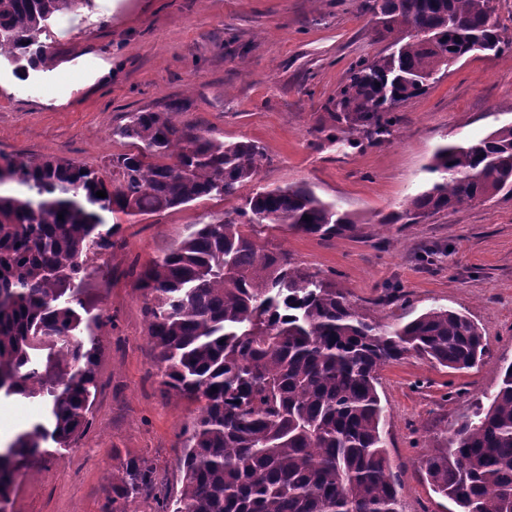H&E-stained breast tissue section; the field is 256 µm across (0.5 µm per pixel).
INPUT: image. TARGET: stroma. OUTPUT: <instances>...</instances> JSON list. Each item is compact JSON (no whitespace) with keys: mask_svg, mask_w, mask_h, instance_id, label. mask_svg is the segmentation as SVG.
<instances>
[{"mask_svg":"<svg viewBox=\"0 0 512 512\" xmlns=\"http://www.w3.org/2000/svg\"><path fill=\"white\" fill-rule=\"evenodd\" d=\"M366 0H93L54 17L40 36L52 58L18 76L0 62V154L59 157L112 176L113 157L132 149L113 136L131 112H162L227 142L252 140L266 159L243 194L307 183L351 214L353 236L322 240L273 231L267 239L325 273L360 310L399 289L400 315L442 306L477 323L486 352L461 372L408 356L384 367L378 393L387 455L403 512H459L436 493L422 466L500 385L512 364V199L440 211L419 224L382 228L381 217L426 188V166L442 145L477 140L512 123V52L469 55L424 93L402 103L389 140L332 141L330 114L349 65L384 51ZM111 64L107 79L65 92L61 70ZM236 200L220 196L115 221L110 248L91 253L81 284L78 333L97 348L90 424L77 445L46 443L24 471L10 512H108L113 463L149 460L169 493L195 407L167 391L143 315L140 269L181 242L191 225L223 219ZM432 248L431 263L419 259ZM41 398L0 394V442L48 423Z\"/></svg>","mask_w":512,"mask_h":512,"instance_id":"obj_1","label":"stroma"}]
</instances>
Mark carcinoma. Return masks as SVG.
<instances>
[{
    "label": "carcinoma",
    "mask_w": 512,
    "mask_h": 512,
    "mask_svg": "<svg viewBox=\"0 0 512 512\" xmlns=\"http://www.w3.org/2000/svg\"><path fill=\"white\" fill-rule=\"evenodd\" d=\"M89 2L0 0V58L45 63L47 22ZM491 2L366 3L390 52L350 64L332 113L340 140H386L398 105L473 45L511 52ZM405 25L419 33L405 34ZM112 135L135 150L112 160L110 182L63 159L0 157V391L47 399L51 417V428L0 447V512L43 442L68 447L89 425L96 348L74 334L84 301L72 284L91 274L88 252L111 245L102 213L136 217L214 193L235 198L265 159L255 142L216 139L172 112H131ZM427 170L430 186L379 224L512 198V124L438 148ZM355 224L305 183L263 188L145 267L140 287L162 383L198 412L179 458V493L159 489L148 461H121L112 465L110 512H128L143 496L156 512H402L380 428L379 372L410 353L470 369L484 345L475 322L448 308L407 322L363 314L336 279L260 244L269 230L344 238ZM488 400L453 430L445 452L424 460L434 490L462 512H512V364Z\"/></svg>",
    "instance_id": "carcinoma-1"
}]
</instances>
